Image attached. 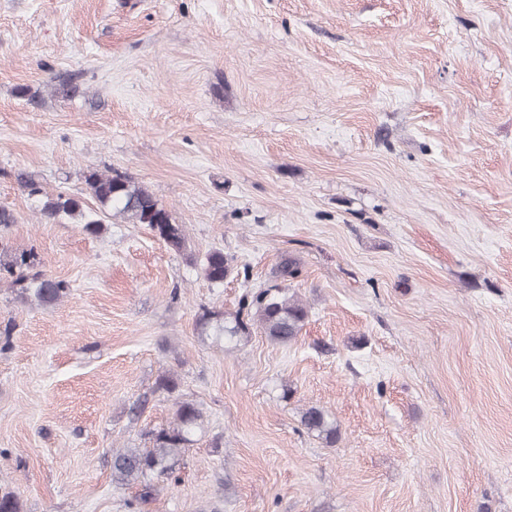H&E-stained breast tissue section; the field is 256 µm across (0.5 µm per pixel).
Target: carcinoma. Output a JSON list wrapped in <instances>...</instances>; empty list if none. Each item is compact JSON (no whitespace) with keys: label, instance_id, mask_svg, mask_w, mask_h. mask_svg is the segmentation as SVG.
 Here are the masks:
<instances>
[{"label":"carcinoma","instance_id":"carcinoma-1","mask_svg":"<svg viewBox=\"0 0 512 512\" xmlns=\"http://www.w3.org/2000/svg\"><path fill=\"white\" fill-rule=\"evenodd\" d=\"M24 191L31 197L43 196L39 210L40 218L61 222L66 219H79L83 229L96 234L103 227L98 212L108 213L125 224H145L167 246L180 253L186 248L185 225L175 222L171 210L144 186L131 177L113 172L103 174L89 169L84 175L86 192L99 204V210H87L78 197L59 193L51 196L32 177L18 175ZM36 255L22 252L12 256L6 263H0V276L21 286L28 298L42 307L57 304L68 293V286L40 271H34ZM204 277L215 285L233 273V260L220 249L208 252L201 262ZM275 277L284 281L300 275L296 261L283 258L274 269ZM308 318L306 305L286 288H267L246 293L239 311L233 318L206 312L200 323L212 330L214 336L226 342H239L251 334L255 326L273 343L287 345L297 339ZM203 412L191 401L175 402L174 421L154 434L151 448H120L112 454L114 476L126 483L147 478L155 472L171 470L169 460L184 450L193 437L202 429ZM304 427L317 434L325 444L332 447L339 438V432L328 413L316 406L306 408L301 415Z\"/></svg>","mask_w":512,"mask_h":512}]
</instances>
